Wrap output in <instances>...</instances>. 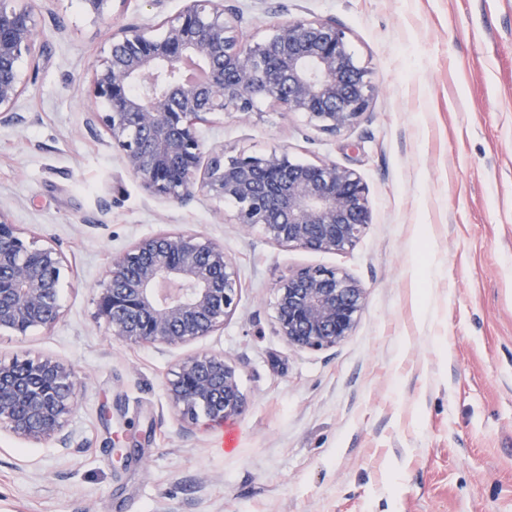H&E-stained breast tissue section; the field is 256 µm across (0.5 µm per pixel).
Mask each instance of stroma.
<instances>
[{"label": "stroma", "mask_w": 512, "mask_h": 512, "mask_svg": "<svg viewBox=\"0 0 512 512\" xmlns=\"http://www.w3.org/2000/svg\"><path fill=\"white\" fill-rule=\"evenodd\" d=\"M184 5L32 4L39 51L17 121L0 123V208L61 251L65 275L58 322L0 331V360L52 359L80 387L66 442L0 431V512H512V0H224L257 38L336 20L369 72V111L333 136L267 102L200 128L228 156L284 147L355 170L371 222L343 252L244 232L217 199L151 196L87 125L113 31L159 29ZM161 231L223 245L237 309L186 345L119 341L97 294L113 254ZM305 267L368 292L328 350L274 330V285ZM204 352L238 369L246 409L229 421H185L169 400L177 364Z\"/></svg>", "instance_id": "35a3bbf8"}]
</instances>
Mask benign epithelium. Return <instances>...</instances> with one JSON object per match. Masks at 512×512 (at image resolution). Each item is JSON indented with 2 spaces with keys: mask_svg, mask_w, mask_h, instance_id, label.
Returning a JSON list of instances; mask_svg holds the SVG:
<instances>
[{
  "mask_svg": "<svg viewBox=\"0 0 512 512\" xmlns=\"http://www.w3.org/2000/svg\"><path fill=\"white\" fill-rule=\"evenodd\" d=\"M161 34L124 25L93 67L88 113L123 154V167L151 194L173 201L210 196L234 204L230 222L271 242L311 251L352 248L370 224L367 191L351 169L298 163L288 149L204 151L198 125L258 102L299 113L334 135L360 122L373 86L346 32L329 18L288 19L259 41L239 34L242 13L224 0H185ZM36 55L35 21L23 0H0V122L16 119L24 90L20 64ZM64 258L37 244L0 209V330L25 336L51 329L60 315ZM97 299L98 316L126 343L178 346L224 327L240 281L224 247L191 232H159L113 256ZM367 289L338 269L301 268L275 284V330L308 351L350 336ZM71 369L47 358L0 362V430L42 440L59 433L77 402ZM184 417L222 421L241 414L236 368L213 353L180 361L168 383Z\"/></svg>",
  "mask_w": 512,
  "mask_h": 512,
  "instance_id": "1",
  "label": "benign epithelium"
}]
</instances>
